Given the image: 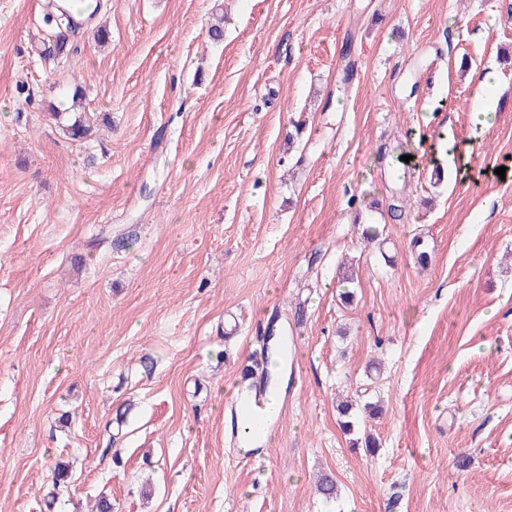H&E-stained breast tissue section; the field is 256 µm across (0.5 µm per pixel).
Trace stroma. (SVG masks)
Segmentation results:
<instances>
[{
    "label": "stroma",
    "mask_w": 512,
    "mask_h": 512,
    "mask_svg": "<svg viewBox=\"0 0 512 512\" xmlns=\"http://www.w3.org/2000/svg\"><path fill=\"white\" fill-rule=\"evenodd\" d=\"M48 2L0 0V512H512V0H99L43 60ZM283 330L249 464L227 403Z\"/></svg>",
    "instance_id": "stroma-1"
}]
</instances>
